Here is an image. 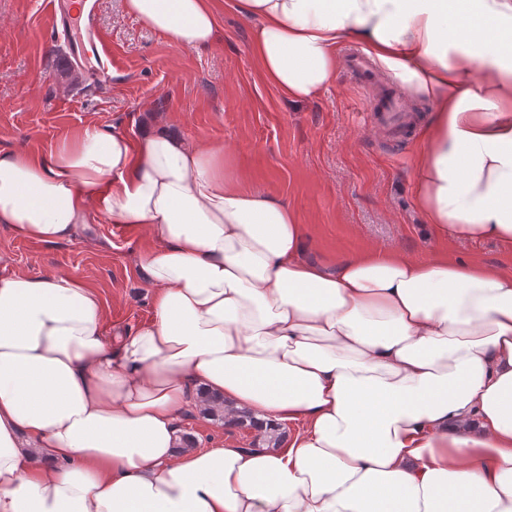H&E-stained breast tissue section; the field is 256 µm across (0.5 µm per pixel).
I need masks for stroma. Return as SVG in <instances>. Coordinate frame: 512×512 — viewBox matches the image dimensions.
<instances>
[{"mask_svg": "<svg viewBox=\"0 0 512 512\" xmlns=\"http://www.w3.org/2000/svg\"><path fill=\"white\" fill-rule=\"evenodd\" d=\"M218 41L183 49L100 0L97 25L115 66L106 87L84 83L69 65L48 0H0V149L49 152L89 124L138 137L154 129L196 144L220 145L225 164L246 187L296 212L306 257L335 267L343 256L393 249L417 259L449 257L512 270V248L496 240L441 241L414 205V159L433 116L425 97L405 100L418 117L403 138L373 123L370 89L339 70L318 97L288 101L261 74L251 50V21L229 0L217 6ZM136 228L100 217L84 236L43 244L0 224V277L63 273L101 296L112 332H131L152 316L151 291L135 255ZM182 432L198 447H251L256 430L183 411Z\"/></svg>", "mask_w": 512, "mask_h": 512, "instance_id": "stroma-1", "label": "stroma"}]
</instances>
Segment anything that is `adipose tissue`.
Listing matches in <instances>:
<instances>
[{
	"label": "adipose tissue",
	"instance_id": "ef3b65f1",
	"mask_svg": "<svg viewBox=\"0 0 512 512\" xmlns=\"http://www.w3.org/2000/svg\"><path fill=\"white\" fill-rule=\"evenodd\" d=\"M218 0H123L178 47ZM290 99L361 43L435 106L415 202L443 238L512 246V0H234ZM138 227L151 321L113 340L63 275L0 278V512H512V272L394 250L303 259L297 216L243 189L224 149L83 128L0 150V224L45 244L91 215ZM280 448L177 453L193 397Z\"/></svg>",
	"mask_w": 512,
	"mask_h": 512
}]
</instances>
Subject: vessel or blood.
<instances>
[{
    "mask_svg": "<svg viewBox=\"0 0 512 512\" xmlns=\"http://www.w3.org/2000/svg\"><path fill=\"white\" fill-rule=\"evenodd\" d=\"M55 27L70 46L68 60L87 81L98 86L112 82V57L106 50L96 23L97 0H84L79 17H72L70 0H53ZM378 120L394 134H403L411 122L402 103L394 97L379 96L374 106Z\"/></svg>",
    "mask_w": 512,
    "mask_h": 512,
    "instance_id": "b4317fda",
    "label": "vessel or blood"
}]
</instances>
